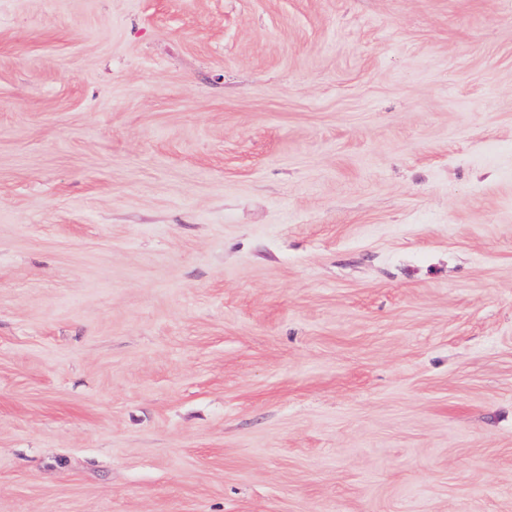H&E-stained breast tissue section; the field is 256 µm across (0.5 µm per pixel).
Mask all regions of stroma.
I'll return each mask as SVG.
<instances>
[{"label":"stroma","instance_id":"stroma-1","mask_svg":"<svg viewBox=\"0 0 512 512\" xmlns=\"http://www.w3.org/2000/svg\"><path fill=\"white\" fill-rule=\"evenodd\" d=\"M0 512H512V0H0Z\"/></svg>","mask_w":512,"mask_h":512}]
</instances>
